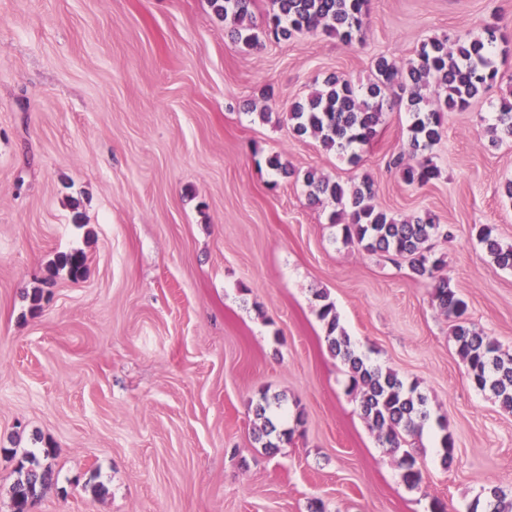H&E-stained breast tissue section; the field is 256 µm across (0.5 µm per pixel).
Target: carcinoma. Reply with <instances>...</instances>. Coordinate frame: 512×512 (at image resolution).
I'll return each instance as SVG.
<instances>
[{
	"label": "carcinoma",
	"mask_w": 512,
	"mask_h": 512,
	"mask_svg": "<svg viewBox=\"0 0 512 512\" xmlns=\"http://www.w3.org/2000/svg\"><path fill=\"white\" fill-rule=\"evenodd\" d=\"M209 2L213 11L231 24L229 34L233 40L247 46L257 42L253 27L246 23L252 0ZM272 2L275 9L268 18V29L278 39L319 28L347 45L362 41L368 0ZM496 32L495 27L489 26L485 35L457 38L451 48L447 36L430 38L421 44L416 57L403 65L379 57L374 62L373 81L360 89L347 79L330 77L323 88L292 105L288 113L292 131L297 136L311 134L325 149L342 153L375 137L382 123L384 105L392 97L410 116L409 150L416 161L405 163L403 156L398 155L391 164L400 170L407 184L423 187L440 175L429 151L442 137L444 113L468 108L500 78L494 61ZM489 133L494 145L512 141L511 98L500 99ZM304 182L310 188V204L319 205L328 198L339 207L332 221L349 218L343 225L345 240L357 242L368 252L400 256L408 261L413 277L434 282V300L446 316L454 319L452 336L458 355L467 364L471 383L480 391L491 392L502 409L512 412V350L464 318L466 302L448 278L440 275L444 260L432 257L425 247L435 235L449 236L448 231L429 215L398 221L376 209L371 203L372 184L367 179L347 188L308 172ZM477 238L496 265L512 269V246H503L494 237L493 227L480 225ZM59 263L77 279L84 273L86 257L81 252L65 253L59 256ZM319 300L322 301L319 319L325 328V339L329 349L348 368L351 391L363 418L376 432L380 444L396 459L405 482L412 487L418 485L421 474L415 469V457L405 445L407 438L420 433L429 418L426 398L397 373L384 370L359 354L340 325L334 303L324 293L319 295ZM438 426L444 431L442 462L448 466L454 459V442L447 433V425L440 422ZM17 474L11 486L12 512H28L49 480V473L26 471L21 462ZM484 495L488 512H512V493L493 487L485 490Z\"/></svg>",
	"instance_id": "carcinoma-1"
}]
</instances>
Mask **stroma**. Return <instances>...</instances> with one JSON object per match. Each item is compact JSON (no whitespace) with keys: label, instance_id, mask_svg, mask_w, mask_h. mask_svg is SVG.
Instances as JSON below:
<instances>
[{"label":"stroma","instance_id":"35a3bbf8","mask_svg":"<svg viewBox=\"0 0 512 512\" xmlns=\"http://www.w3.org/2000/svg\"><path fill=\"white\" fill-rule=\"evenodd\" d=\"M272 12L255 0L248 47L209 0H0V512L13 448L54 451L32 512H467L512 489V412L471 385L431 282L344 242L335 202L310 205L304 182L367 178L377 209L449 227L432 254L467 320L512 348V270L472 230L512 245V142L487 132L512 52L501 83L445 113L441 175L421 188L388 165L407 150L405 110L386 112L356 166L288 120L329 76L366 86L377 56L402 64L428 38L489 25L512 38V0H369L351 46L320 31L274 40ZM76 250L77 280L56 264ZM321 292L355 347L447 419L451 466L409 440L419 486L349 393ZM264 393L279 399L267 419L302 416L276 449L256 439Z\"/></svg>","mask_w":512,"mask_h":512}]
</instances>
